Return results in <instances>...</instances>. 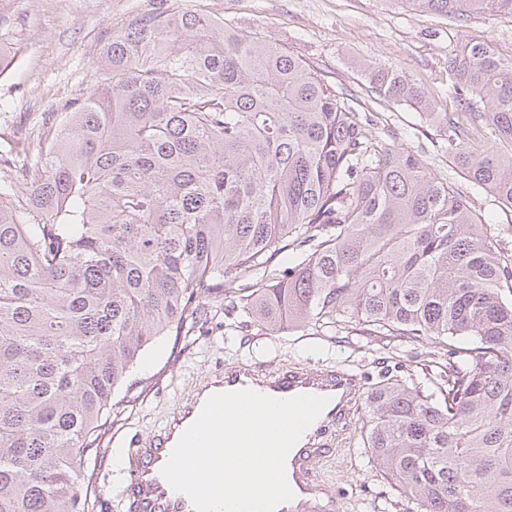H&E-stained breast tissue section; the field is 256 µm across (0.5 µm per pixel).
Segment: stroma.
<instances>
[{
    "instance_id": "stroma-1",
    "label": "stroma",
    "mask_w": 512,
    "mask_h": 512,
    "mask_svg": "<svg viewBox=\"0 0 512 512\" xmlns=\"http://www.w3.org/2000/svg\"><path fill=\"white\" fill-rule=\"evenodd\" d=\"M184 10L221 19L315 65L352 111L370 117L378 139L417 152L435 173L449 177L492 224L502 251L512 254V210L452 169L445 128L436 119L437 113L464 109L450 92L448 59L467 40L487 37L501 58H512L510 15L472 13L454 20L397 0H0V47L9 52L0 61V156L23 148L37 153L47 135L46 114L65 111L101 81L98 60L113 33L146 14ZM373 68L405 76L425 92L428 108L375 94L368 80ZM144 358L115 395L98 470H111L125 444L160 429L179 401L224 364L340 363L376 381L385 371L420 372L431 364L433 348L423 342L404 357L384 356L342 333L272 336L253 326L236 328L220 310L202 320L192 337H161ZM358 439V429H351L338 459L317 465L342 491L339 512H377L387 496Z\"/></svg>"
}]
</instances>
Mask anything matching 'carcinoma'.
Masks as SVG:
<instances>
[{
	"label": "carcinoma",
	"mask_w": 512,
	"mask_h": 512,
	"mask_svg": "<svg viewBox=\"0 0 512 512\" xmlns=\"http://www.w3.org/2000/svg\"><path fill=\"white\" fill-rule=\"evenodd\" d=\"M399 2L512 16V0ZM100 63L0 182V512H95L116 391L214 292L271 336L432 344L434 368L367 389L359 445L399 512H512V259L491 225L314 65L221 20L143 17ZM448 71L480 108L441 117L448 159L512 209V59L471 38ZM371 83L427 106L395 72Z\"/></svg>",
	"instance_id": "carcinoma-1"
}]
</instances>
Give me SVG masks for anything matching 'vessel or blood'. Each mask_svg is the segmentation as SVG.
Segmentation results:
<instances>
[{
	"label": "vessel or blood",
	"instance_id": "1",
	"mask_svg": "<svg viewBox=\"0 0 512 512\" xmlns=\"http://www.w3.org/2000/svg\"><path fill=\"white\" fill-rule=\"evenodd\" d=\"M365 388L361 375L343 368L295 365L273 369L242 361L224 365L176 408L160 431L130 443L129 465L122 474L121 487L134 500L136 512H195L191 499L169 485L162 469L207 400L217 393L242 389L278 399L313 394L327 398L328 403L287 455L286 473L294 497L276 508V512H299L300 503L327 494L312 463L337 455L348 427L362 408Z\"/></svg>",
	"mask_w": 512,
	"mask_h": 512
}]
</instances>
